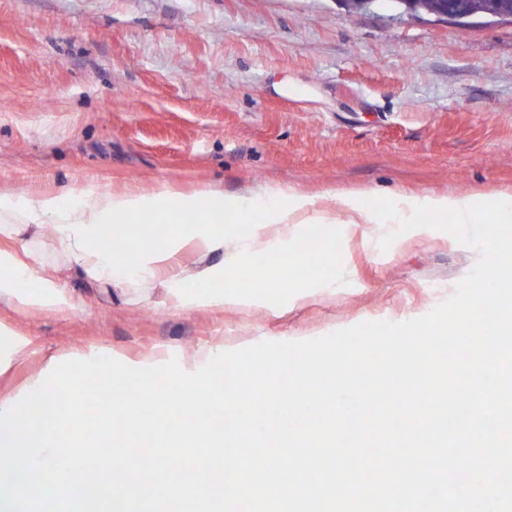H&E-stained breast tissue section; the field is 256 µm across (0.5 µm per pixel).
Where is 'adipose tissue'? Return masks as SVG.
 I'll list each match as a JSON object with an SVG mask.
<instances>
[{
    "mask_svg": "<svg viewBox=\"0 0 512 512\" xmlns=\"http://www.w3.org/2000/svg\"><path fill=\"white\" fill-rule=\"evenodd\" d=\"M251 200L242 196L227 198L205 191L186 195L178 192L142 195L127 191L98 192L92 189L47 193L37 196L0 191V237H16L21 228L51 225L56 242L73 262L99 284L145 279L159 270H171L176 253L187 247L208 252L224 246V227L245 223ZM351 224H408L416 210L427 211L433 220L452 213L456 223L476 224L480 217L474 200L467 196L426 198L403 204L384 215L363 205L358 193L351 192L338 200ZM149 218L168 225L161 236L140 240L137 253L127 258L119 255L109 235L114 224L138 222ZM319 218L307 202L294 198L288 205L272 207L265 228L253 231L251 247L256 251L272 249L286 239L299 224H311ZM225 286L211 288L214 278ZM243 269L237 259L220 266H205L183 278L176 277L177 287L169 305L174 309L190 306L236 308L249 305L250 297L241 284ZM0 302L19 311H71L73 304L58 278L47 272L39 254L26 249L24 256L0 251Z\"/></svg>",
    "mask_w": 512,
    "mask_h": 512,
    "instance_id": "ef3b65f1",
    "label": "adipose tissue"
}]
</instances>
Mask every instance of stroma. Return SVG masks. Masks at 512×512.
Masks as SVG:
<instances>
[{
    "mask_svg": "<svg viewBox=\"0 0 512 512\" xmlns=\"http://www.w3.org/2000/svg\"><path fill=\"white\" fill-rule=\"evenodd\" d=\"M348 14L338 0H0V189L252 194L251 221L224 249L181 251L176 266L239 259L264 295L282 251L299 300L174 310L167 274L99 286L67 279L74 308L0 324L29 357L0 374L26 394L47 362L94 353L137 366L301 341L365 321L417 318L478 259L449 234L410 231L381 250L378 225L346 224L350 190L388 213L403 199L512 198V24ZM302 196L321 224L257 253L271 204Z\"/></svg>",
    "mask_w": 512,
    "mask_h": 512,
    "instance_id": "35a3bbf8",
    "label": "stroma"
}]
</instances>
